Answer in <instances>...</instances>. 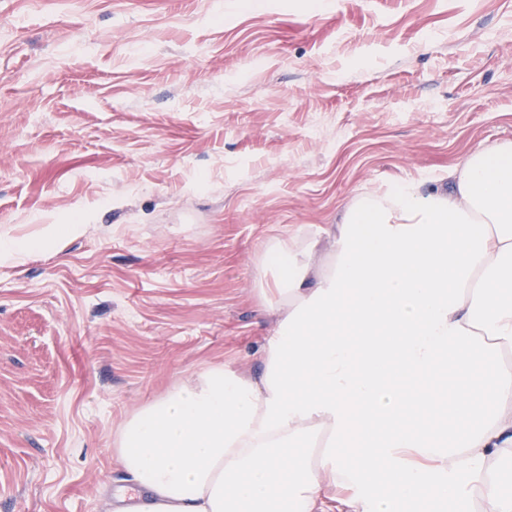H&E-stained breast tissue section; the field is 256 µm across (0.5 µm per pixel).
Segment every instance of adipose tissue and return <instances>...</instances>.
<instances>
[{
  "label": "adipose tissue",
  "mask_w": 512,
  "mask_h": 512,
  "mask_svg": "<svg viewBox=\"0 0 512 512\" xmlns=\"http://www.w3.org/2000/svg\"><path fill=\"white\" fill-rule=\"evenodd\" d=\"M74 230L0 236V262ZM327 238L262 255L277 332L260 379L213 367L124 423L143 512H394L447 486L512 512V141L471 152L447 186L353 199ZM445 368L440 395L426 380Z\"/></svg>",
  "instance_id": "1"
}]
</instances>
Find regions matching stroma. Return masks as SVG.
Wrapping results in <instances>:
<instances>
[{"instance_id": "35a3bbf8", "label": "stroma", "mask_w": 512, "mask_h": 512, "mask_svg": "<svg viewBox=\"0 0 512 512\" xmlns=\"http://www.w3.org/2000/svg\"><path fill=\"white\" fill-rule=\"evenodd\" d=\"M512 140V0H0V512H112L121 425L260 376L264 248ZM51 234L43 239L12 238L0 236V263L3 261L21 260L51 245H58L71 232L78 229L76 224H56Z\"/></svg>"}]
</instances>
